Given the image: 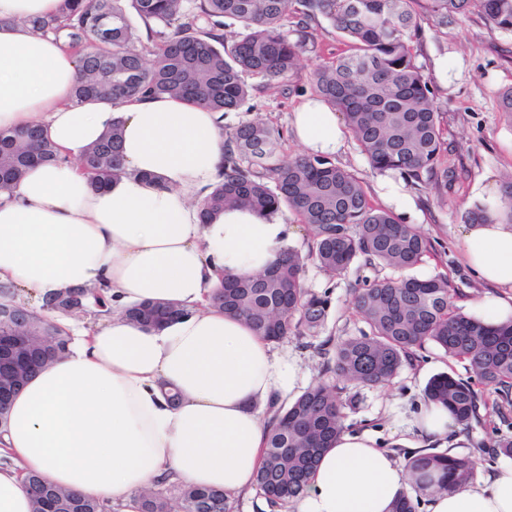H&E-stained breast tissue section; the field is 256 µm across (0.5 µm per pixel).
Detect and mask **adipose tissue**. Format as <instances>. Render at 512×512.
Segmentation results:
<instances>
[{"label":"adipose tissue","instance_id":"obj_1","mask_svg":"<svg viewBox=\"0 0 512 512\" xmlns=\"http://www.w3.org/2000/svg\"><path fill=\"white\" fill-rule=\"evenodd\" d=\"M62 0H0V129L42 126L67 161L26 169L0 190V283L27 297L106 289L111 314L72 330L59 358L17 393L0 425V512H32L29 474L139 512L142 491L191 484L229 498L256 490L274 406L293 399L299 360L209 301L218 275L275 264L288 240L280 215L228 208L204 220L200 201L219 180L224 117L171 97L119 107L75 101L76 55L28 21ZM122 121L125 173L92 190L73 159ZM296 139L314 155L345 145L344 126L319 98L299 103ZM462 260L499 288L474 313L512 317V224H467ZM171 298L187 315L148 330L127 306ZM433 443L455 430L441 404L409 424ZM408 488L406 463L365 432L342 433L291 512H390ZM426 512H512V464L452 491L431 490Z\"/></svg>","mask_w":512,"mask_h":512}]
</instances>
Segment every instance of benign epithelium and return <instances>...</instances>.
I'll list each match as a JSON object with an SVG mask.
<instances>
[{
  "instance_id": "7a95c632",
  "label": "benign epithelium",
  "mask_w": 512,
  "mask_h": 512,
  "mask_svg": "<svg viewBox=\"0 0 512 512\" xmlns=\"http://www.w3.org/2000/svg\"><path fill=\"white\" fill-rule=\"evenodd\" d=\"M42 319L13 303L0 306V424L6 420L8 398L23 387L33 360L46 359L48 341L34 335Z\"/></svg>"
}]
</instances>
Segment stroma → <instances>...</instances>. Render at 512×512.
<instances>
[{
	"instance_id": "stroma-1",
	"label": "stroma",
	"mask_w": 512,
	"mask_h": 512,
	"mask_svg": "<svg viewBox=\"0 0 512 512\" xmlns=\"http://www.w3.org/2000/svg\"><path fill=\"white\" fill-rule=\"evenodd\" d=\"M421 26L419 36L412 41L413 52L417 65L433 82L435 105L442 116L446 147L443 159L450 178L444 187L411 188L423 213L418 228L431 243L430 252L413 273L419 277L447 276L458 292L457 306L468 314L472 301L489 293L490 288L460 261L464 214L475 199L477 186L501 184L504 176L512 173V124L498 107L500 92L512 86V34L489 25L476 11L445 25L425 14ZM343 48V38L325 20L311 23L300 68L291 79L290 94L283 96L260 89V77H249L248 82L255 85L256 91L239 111L225 114V129L259 116L282 130L284 155L303 153V146L291 131L289 116L302 98L312 96L309 75L319 56L332 51L339 53ZM446 57L462 71L461 79L453 84L434 66L436 60ZM380 276V271L363 268L333 278L314 264L306 265L305 288L316 294L329 293L331 297L323 336L341 341L360 335L365 325L351 310V289ZM448 371L477 389L487 406L480 411V421L472 423L469 429L457 430L450 442L434 443V451L477 456L488 469L501 464L502 459L492 445L495 437L512 436V405L507 406L505 413L495 411L499 395L482 386L470 367L448 359L430 343L420 350L414 366L402 368L382 388L366 389L338 382V395L346 404L345 428L370 432L377 447L392 450L397 456L412 455V448L402 442L408 423L427 401L425 388L430 378Z\"/></svg>"
}]
</instances>
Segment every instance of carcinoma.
I'll list each match as a JSON object with an SVG mask.
<instances>
[{
    "label": "carcinoma",
    "instance_id": "carcinoma-1",
    "mask_svg": "<svg viewBox=\"0 0 512 512\" xmlns=\"http://www.w3.org/2000/svg\"><path fill=\"white\" fill-rule=\"evenodd\" d=\"M417 3L440 25L477 10L495 28L512 33V0H63L59 13L31 25L63 40L78 57V101L114 105L133 96L167 95L225 113L250 99L247 74L288 94L306 47V29L323 19L344 37L346 49L313 69L317 96L341 113L374 170L397 172L413 184L445 185L440 113L431 79L410 46L421 29ZM132 13L146 33L145 44L131 23ZM228 20L237 25L229 38L224 36ZM121 137L117 118L77 159L92 188L108 185L122 172ZM282 140L281 130L263 120L226 132L221 180L205 189L201 216L206 221L227 206L268 214L286 209L311 229L313 243L305 255L284 249L272 268L222 277L211 304L243 318L268 341L315 337L328 317L330 297L304 287L306 263L331 277L347 275L354 265L389 269L392 275L353 289L352 309L367 330L338 343L328 337L317 344L324 374L380 388L413 365L417 350L430 342L448 358L468 363L484 385L509 399L512 320L489 325L467 316L456 308L455 290L446 278L407 274L429 252V241L416 225L402 224L392 212L375 207L359 178L328 157L283 158ZM62 160L40 126L0 130V188L34 163ZM465 223L511 224L512 177L503 183L497 211L476 205L466 211ZM90 295L81 288L48 294L41 309L82 312ZM124 313L146 327H159L188 310L167 302L132 304ZM43 335L55 337L64 351L69 333L60 323L47 324ZM426 392L462 426L480 416L478 392L451 372L431 378ZM343 409L336 386L324 378L278 408L256 476V488L270 504L285 509L305 491L311 471L343 427ZM407 469L409 484L420 494L432 487H460L475 475L472 459L436 452L412 456ZM26 481L33 512H44L48 499L55 512H104L100 503L59 490L36 474ZM179 499L182 512L233 509L224 492L214 489L182 486ZM168 506L169 498L155 492L142 496L140 512H169Z\"/></svg>",
    "mask_w": 512,
    "mask_h": 512
}]
</instances>
